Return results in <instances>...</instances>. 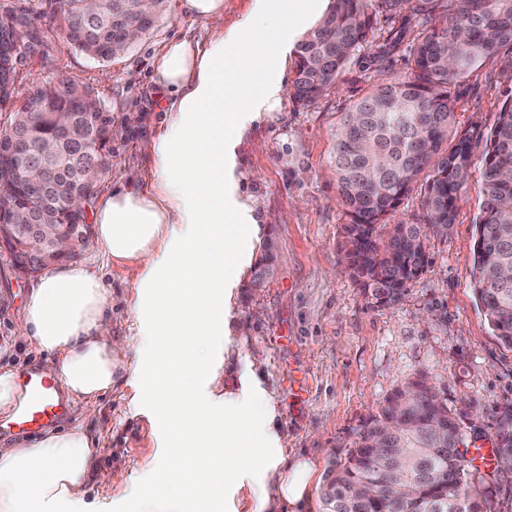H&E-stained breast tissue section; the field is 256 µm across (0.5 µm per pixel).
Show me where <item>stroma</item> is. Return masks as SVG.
I'll return each mask as SVG.
<instances>
[{
    "mask_svg": "<svg viewBox=\"0 0 512 512\" xmlns=\"http://www.w3.org/2000/svg\"><path fill=\"white\" fill-rule=\"evenodd\" d=\"M184 35L203 42L209 29L183 11L181 0H168L150 35L110 62L92 61L59 41L49 56L22 62L14 99L22 101L35 85L61 78L92 87L112 114V165L97 192L142 185L151 167L145 143L164 117L152 78L154 54ZM408 57L403 47L384 56L362 49L336 89L310 105L293 98L295 72L287 70L279 111L253 125L237 150L247 174L242 190L257 219L244 251L251 264L263 242L273 240L275 272L254 288L249 264L230 289L224 388L237 392L243 371L252 370L277 411L275 427L288 457L316 464L306 499L295 506L277 502L275 512H326L322 491L328 472L353 448L366 418L411 375L424 374L482 440L494 439L503 409L512 405V349L489 326L474 291L484 143L472 148L470 176L450 234L430 239L428 266L398 302L371 303L344 258L348 217L337 201L331 164L338 120L372 86L405 75ZM511 94L512 48L506 46L456 87L458 126L491 129ZM78 263L101 276L109 290L113 335L129 336L136 268L90 251ZM0 279L6 282L0 288V366L46 371L47 358L21 339L35 278L15 279L0 267ZM78 420L99 438L98 463L82 502L68 512H137L136 501L115 500L109 485L119 469L136 484L154 488L153 474L168 454L157 423L131 405L122 382L101 398L96 417L82 419L76 408L64 423Z\"/></svg>",
    "mask_w": 512,
    "mask_h": 512,
    "instance_id": "35a3bbf8",
    "label": "stroma"
}]
</instances>
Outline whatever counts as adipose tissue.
<instances>
[{
	"mask_svg": "<svg viewBox=\"0 0 512 512\" xmlns=\"http://www.w3.org/2000/svg\"><path fill=\"white\" fill-rule=\"evenodd\" d=\"M184 8L210 35L203 43L171 40L155 55L167 117L146 146L151 183L112 189L92 209L90 250L138 269L135 333L113 337L101 279L67 263L33 288L23 340L47 355L62 393L84 398V416L97 412L99 396L124 368L133 401L161 423L170 448L156 474L161 493L141 491L117 473L114 495L139 498L140 512H190L207 489L208 512H224L246 491L267 512L279 498L301 502L314 469L279 446L274 408L258 386L236 396L221 387L215 339L224 333L226 260L238 251L226 227L255 221L236 150L254 123L278 109L293 34L319 18L323 0H254L252 12L230 27L224 0H184ZM267 15L278 17L275 27L261 26ZM97 443L78 425L0 448V512L77 500Z\"/></svg>",
	"mask_w": 512,
	"mask_h": 512,
	"instance_id": "obj_1",
	"label": "adipose tissue"
}]
</instances>
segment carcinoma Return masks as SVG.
I'll list each match as a JSON object with an SVG mask.
<instances>
[{
    "instance_id": "carcinoma-1",
    "label": "carcinoma",
    "mask_w": 512,
    "mask_h": 512,
    "mask_svg": "<svg viewBox=\"0 0 512 512\" xmlns=\"http://www.w3.org/2000/svg\"><path fill=\"white\" fill-rule=\"evenodd\" d=\"M130 12L125 0H106L90 10L84 0H40L29 12V32L42 46L62 36L80 50L96 46L99 60L118 55L124 33L146 35L166 10ZM373 0H329L319 21L297 47L293 98L310 104L335 88L362 48L393 51L407 37L410 72L377 85L341 118L332 165L338 198L350 223L344 225V257L359 286L387 305L398 301L428 264L426 241L446 237L456 221L460 192L469 176L471 147L485 141L482 204L476 217L473 253L475 290L500 341L512 348V98L486 132L459 130L451 89L459 86L501 47H512V0H380L386 27L377 29ZM14 76L0 68V112L14 111ZM28 98L39 110L28 113L22 132L0 129L17 152L40 163L37 145L49 139L60 163L46 180L0 198V208L28 205L38 224L70 225L67 199L89 195L87 167L106 171L112 148L86 149L78 131L94 129L108 138L112 116L85 86L73 95L67 84H40ZM67 112L72 127L53 124L52 113ZM425 177L418 224L379 229L412 187ZM272 245L252 270L253 282L270 275ZM464 422L453 415L421 373L405 380L365 423L347 461L324 489L328 512H493L486 477L468 457ZM496 452L512 462V406L501 412Z\"/></svg>"
}]
</instances>
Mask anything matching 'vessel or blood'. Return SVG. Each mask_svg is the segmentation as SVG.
<instances>
[{
    "mask_svg": "<svg viewBox=\"0 0 512 512\" xmlns=\"http://www.w3.org/2000/svg\"><path fill=\"white\" fill-rule=\"evenodd\" d=\"M22 384L27 400L12 422L14 428L35 431L65 416L68 406L55 397L58 384L54 377L31 370L24 373Z\"/></svg>",
    "mask_w": 512,
    "mask_h": 512,
    "instance_id": "1",
    "label": "vessel or blood"
}]
</instances>
